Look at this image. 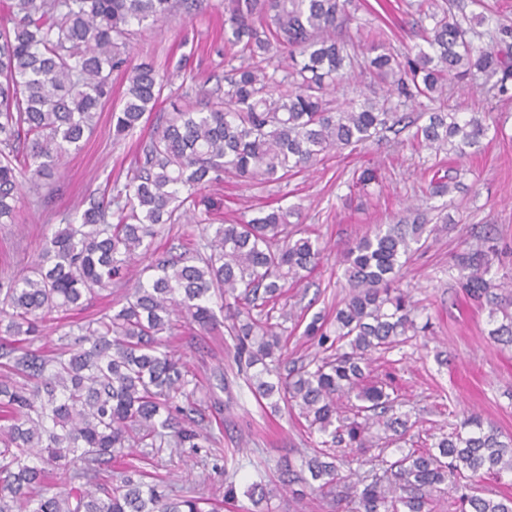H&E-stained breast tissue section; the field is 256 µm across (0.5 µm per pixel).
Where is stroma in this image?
Returning a JSON list of instances; mask_svg holds the SVG:
<instances>
[{"label":"stroma","instance_id":"1","mask_svg":"<svg viewBox=\"0 0 512 512\" xmlns=\"http://www.w3.org/2000/svg\"><path fill=\"white\" fill-rule=\"evenodd\" d=\"M445 3L352 0L349 29L355 32L367 23L382 26L392 50L405 55L422 42L421 31L412 26L416 10ZM130 54L134 63L153 64L168 77L154 112L125 139L113 140L112 112L120 108L126 90L123 73L113 72L111 96L96 130L80 150L63 159L41 199L21 198L23 223L0 224V278L19 273L38 259L62 217L79 221L90 193L102 192L107 180H125L136 145L153 135L159 115L195 102L200 92L215 90L239 64L224 47L220 0H200L193 15L178 4L153 25L134 28ZM448 104L465 115L488 112L501 121L471 156L459 158L413 146L390 132L357 151L329 154L310 172L271 183L228 175L202 192L207 223L235 224L270 205L295 206L299 214L293 230L318 239L323 249L319 265L288 282L281 299L296 313L287 324L288 356L300 360L319 351L304 334L307 323L316 316L333 318L348 294L342 265L346 249L378 226L398 223L407 205L424 194L433 170L447 172L450 193L431 201L435 231L404 264L398 281L422 308L421 319L428 327L416 339L376 356L368 367L371 380L392 379L404 411L417 418L412 442L416 448L423 447L426 438L447 432L450 417L470 413L512 436V345L491 337L489 310L462 294L455 265L458 253L488 236L506 249L494 273L512 277V98H491L484 87L453 83ZM202 225L178 224L161 232L147 253L131 260L129 278H136L170 247L195 248ZM177 329L171 343L175 354L204 389L224 400L220 423L213 428L221 444L216 449H161L156 472L169 494L199 489L222 499L221 512H249L251 503L242 494L233 501L223 499L221 452L236 453L235 482L241 490L260 474L278 483L280 465L298 463L301 450L311 444L305 421L294 412L262 410L244 381L236 380L223 324L203 330L181 321ZM227 378L234 381L229 393L223 390Z\"/></svg>","mask_w":512,"mask_h":512}]
</instances>
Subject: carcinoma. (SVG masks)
<instances>
[{"instance_id":"cac0c4a2","label":"carcinoma","mask_w":512,"mask_h":512,"mask_svg":"<svg viewBox=\"0 0 512 512\" xmlns=\"http://www.w3.org/2000/svg\"><path fill=\"white\" fill-rule=\"evenodd\" d=\"M349 0H226L224 44L247 54L224 89L167 114L143 143L124 183L106 185L81 222L63 219L44 257L0 279V512H218L203 494L172 496L144 468L112 470V460L134 448H213L220 443L202 424L219 399L191 385L188 371L168 350L173 317L208 328L213 304L235 349L237 375L259 405L298 411L309 433L325 437L287 465L281 481H300L329 512H432L453 492L450 512H512V497L477 486L481 474L512 473V439L470 415L425 448L398 449L394 460L379 447L405 440L415 427L388 389L364 384L363 366L400 337L426 329L395 275L420 244L424 224H390L361 238L345 259L350 288L336 309L333 329L313 320L306 333L329 354L286 360L281 323L273 312L290 279L320 257L318 243L288 232L294 211L270 208L243 224H209L192 255L170 253L148 268L115 311L59 325L52 349L34 347L40 324L112 293L134 256L147 253L166 225L197 219L199 191L232 173L243 181H277L305 171L326 154L369 142L405 120L392 97L434 103L448 83L483 80L487 92H512V27L497 26L484 47L475 26L483 17L448 18L418 10L424 44L401 57L384 33L362 30L376 55L367 58L387 95L330 107L329 88L349 78L357 63L336 31L351 21ZM171 0H9L0 18V224L20 221L23 191L41 195L62 157L94 130L108 98L112 72L128 83L112 112V136L132 132L153 110L164 84L159 71L133 64L123 51L134 25L164 17ZM288 70L267 71L276 57ZM491 115L469 117L438 107L416 126L413 144L464 158L481 146ZM502 253L485 240L457 257L458 286L499 325L494 339L512 344L506 287L494 273ZM182 395L187 406L173 404ZM352 396L351 415L339 411ZM378 448L362 459L353 449ZM245 494L258 507L270 499L263 482Z\"/></svg>"}]
</instances>
